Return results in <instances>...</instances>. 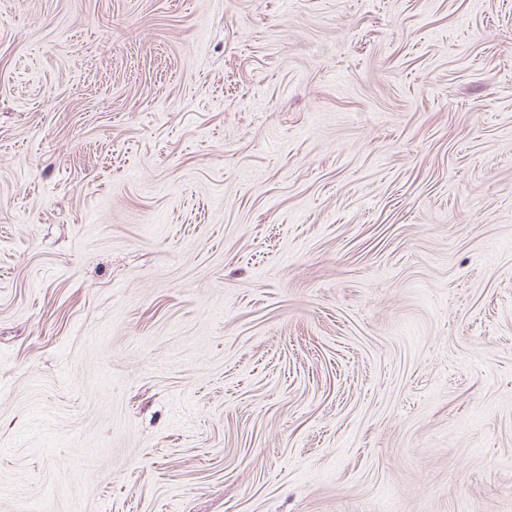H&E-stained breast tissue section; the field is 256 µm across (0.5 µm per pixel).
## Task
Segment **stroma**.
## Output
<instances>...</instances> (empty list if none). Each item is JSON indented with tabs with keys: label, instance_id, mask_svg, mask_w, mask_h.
Here are the masks:
<instances>
[{
	"label": "stroma",
	"instance_id": "obj_1",
	"mask_svg": "<svg viewBox=\"0 0 512 512\" xmlns=\"http://www.w3.org/2000/svg\"><path fill=\"white\" fill-rule=\"evenodd\" d=\"M0 512H512V0H0Z\"/></svg>",
	"mask_w": 512,
	"mask_h": 512
}]
</instances>
